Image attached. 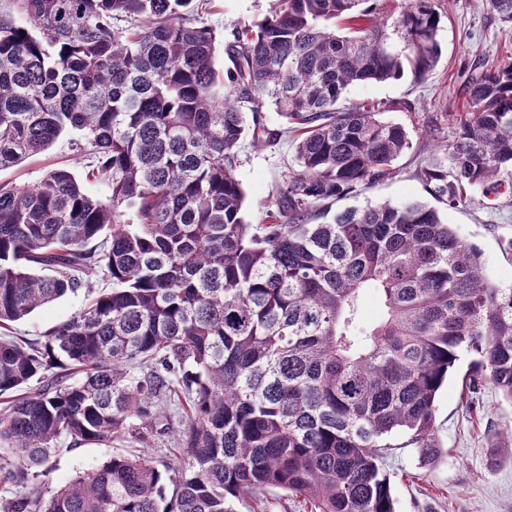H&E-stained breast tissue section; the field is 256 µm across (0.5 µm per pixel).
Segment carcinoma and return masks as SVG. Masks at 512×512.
Instances as JSON below:
<instances>
[{
  "mask_svg": "<svg viewBox=\"0 0 512 512\" xmlns=\"http://www.w3.org/2000/svg\"><path fill=\"white\" fill-rule=\"evenodd\" d=\"M0 16V168L66 130L93 195L66 170L0 185V332L67 292L112 288L43 345L0 339V488L43 477L3 512H234L272 489L310 512H396L393 433L443 455L436 399L462 354L465 389L512 403V286L426 202L327 205L389 177L410 148L351 86L421 80L438 62L436 0H276L214 65L199 0H13ZM286 120L269 129L265 106ZM459 139L419 177L457 206L512 198V62L469 77ZM296 133L298 170L260 224L243 217L242 143ZM381 318L366 324L364 294ZM39 390L20 394L32 380ZM180 421L177 464L115 453L52 486L71 445Z\"/></svg>",
  "mask_w": 512,
  "mask_h": 512,
  "instance_id": "cac0c4a2",
  "label": "carcinoma"
}]
</instances>
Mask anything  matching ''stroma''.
<instances>
[{
    "label": "stroma",
    "instance_id": "1",
    "mask_svg": "<svg viewBox=\"0 0 512 512\" xmlns=\"http://www.w3.org/2000/svg\"><path fill=\"white\" fill-rule=\"evenodd\" d=\"M274 0H215L208 22L213 27L215 67L230 61L226 44L233 27L264 17ZM442 15L441 56L424 81L412 76L385 83L351 87L338 109L359 103L382 108L383 120L398 122L410 133L412 147L394 163L393 174L367 189L333 201L331 213L350 207L391 202L430 201V189L419 178L438 147L458 137L456 114L464 102V85L479 64L512 62V21H503L489 0H439ZM72 134H63L44 152L0 171V183H34L44 173L65 169L77 177L87 172L85 157L71 148ZM292 141L273 147H246L237 176L245 193L244 219L260 223L274 204L276 187L296 170ZM444 217L460 237L478 246L487 276L512 285V200L492 203L474 199L445 210ZM92 296L87 289L66 294L13 323L12 334L28 340H46L51 332L85 308ZM439 440L445 457L422 466L417 449L406 436L391 438L386 457L397 512H512V442L505 436L512 428V403L491 386H483L472 400H465L460 376H452L436 401ZM129 440L61 446L49 460L53 486L60 487L90 471L113 453L132 449Z\"/></svg>",
    "mask_w": 512,
    "mask_h": 512
}]
</instances>
